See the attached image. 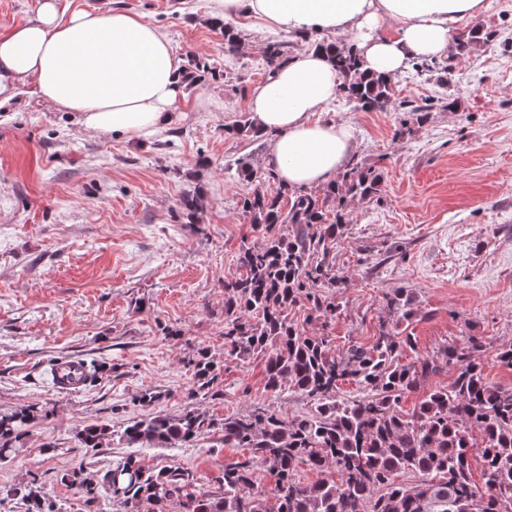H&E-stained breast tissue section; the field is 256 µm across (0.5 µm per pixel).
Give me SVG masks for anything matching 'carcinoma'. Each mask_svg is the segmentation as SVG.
Instances as JSON below:
<instances>
[{
	"label": "carcinoma",
	"mask_w": 512,
	"mask_h": 512,
	"mask_svg": "<svg viewBox=\"0 0 512 512\" xmlns=\"http://www.w3.org/2000/svg\"><path fill=\"white\" fill-rule=\"evenodd\" d=\"M209 25L224 35V52L235 54L239 30L220 17ZM494 33L473 27L456 38L457 55L490 41ZM315 47L328 52L341 78L343 97L361 112L384 111L395 94L394 78L365 68L351 47L323 39ZM269 75L286 62L285 42L273 38L265 46ZM188 81L202 73L215 74L203 58L186 68ZM458 100L405 103V111L424 122L440 107L453 110ZM241 140L263 141L262 131L248 115L224 126ZM238 176L255 184L240 201L242 215L262 232V242L242 245L236 255L237 273L224 279V355L246 359L266 356L268 389L288 386L311 403L310 412L285 418L259 407L245 415L218 419L194 406V401L222 395L218 379L222 366L200 348L188 364L193 385L184 393L187 405L176 416L157 414L127 423L121 433L127 443L168 448L194 442L211 433H223L224 444L245 448L250 458L224 466L223 493L214 497L198 492L196 475L181 467L152 468L135 455L112 462L98 478L84 476L83 464L61 475L90 502L100 493L120 512H166L175 503L185 512H512V388L487 379L475 359L485 344L475 336L447 344L436 355L402 362L412 346L409 338L386 330L369 349L351 347L343 355L330 341L307 336L292 311L303 303L308 317H333L340 310L328 292L342 284L329 257L336 240L350 223V197L370 199L381 192L383 172L352 162L336 180L318 188L288 187L271 171L254 165L245 155L235 162ZM277 184L275 191L266 184ZM180 206L191 223L201 222L204 196L185 193ZM397 320L413 314L411 300L401 293L387 299ZM454 370L445 388L427 394L412 411L403 410L406 394L416 390L442 367ZM78 382L94 385L107 372L106 363H80ZM355 382L360 393L339 395L340 385ZM40 410L27 405L0 413V462L15 458L24 447L23 436L39 419ZM479 436L483 489L471 473L470 449ZM112 437L110 425L93 423L77 435L81 447L95 451ZM276 478L269 491L255 480V465ZM307 466L320 479L305 483L298 468ZM402 473L418 477L414 484L396 481ZM11 499L24 512H60L42 491L38 480L0 488V501Z\"/></svg>",
	"instance_id": "1"
}]
</instances>
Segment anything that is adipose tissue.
I'll list each match as a JSON object with an SVG mask.
<instances>
[{"instance_id":"obj_1","label":"adipose tissue","mask_w":512,"mask_h":512,"mask_svg":"<svg viewBox=\"0 0 512 512\" xmlns=\"http://www.w3.org/2000/svg\"><path fill=\"white\" fill-rule=\"evenodd\" d=\"M484 0H224V18L247 14L269 28L344 33L368 69L400 75L415 57H445L456 25L479 17ZM394 27L382 36V24ZM182 61L144 16L123 10H68L39 0L35 17L0 33V107L19 86L76 115L100 134L140 137L172 124L183 93ZM340 78L314 48L294 54L251 90L248 106L272 139L265 168L295 187L332 181L351 159L348 126L315 121L339 94Z\"/></svg>"}]
</instances>
